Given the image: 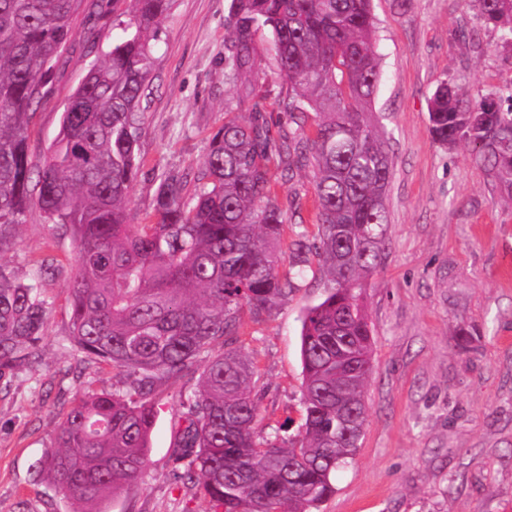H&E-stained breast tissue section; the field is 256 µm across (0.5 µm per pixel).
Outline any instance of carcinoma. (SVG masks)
<instances>
[{
	"mask_svg": "<svg viewBox=\"0 0 512 512\" xmlns=\"http://www.w3.org/2000/svg\"><path fill=\"white\" fill-rule=\"evenodd\" d=\"M85 0H0V252L32 208L75 244L68 342L82 356L132 377L127 394L84 389L53 446L35 466L73 512H106L111 496L143 474L157 410L155 388L200 373L182 402L171 449L183 478L212 512H311L335 492L366 420L371 329L360 291L381 264L393 175L389 148L371 119L380 77L372 0H230L227 78L258 76L265 34L287 92L275 99L293 128L273 134L251 82L211 136L196 182L169 174L158 185L155 222L135 223L131 190L152 41L171 0H92L84 24L97 42L118 34L69 97L60 129L34 159L30 128L53 91ZM483 21L512 37V0H472ZM248 105V118L238 108ZM435 141L463 142L512 200V88L474 101L441 82L429 100ZM313 169L312 239L291 244L294 264L324 262L326 297L302 316V435L285 446L256 433L255 364L235 347L245 315L256 319L288 297L280 274L287 211L272 166ZM59 271L48 255L27 279L0 264V376L28 368L48 318L40 283ZM219 350H214L215 345Z\"/></svg>",
	"mask_w": 512,
	"mask_h": 512,
	"instance_id": "1",
	"label": "carcinoma"
}]
</instances>
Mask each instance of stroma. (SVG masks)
Here are the masks:
<instances>
[{"instance_id": "obj_1", "label": "stroma", "mask_w": 512, "mask_h": 512, "mask_svg": "<svg viewBox=\"0 0 512 512\" xmlns=\"http://www.w3.org/2000/svg\"><path fill=\"white\" fill-rule=\"evenodd\" d=\"M227 5L172 0L159 24L138 143L145 166L131 193L139 222L152 220L165 175H194L236 97L225 77ZM373 13L381 79L372 117L393 177L385 254L362 292L373 333L367 421L353 461L335 474V495L316 512H512V201L466 144L440 146L428 122V100L441 81L456 82L469 100L512 86V45L469 0H373ZM85 39L77 31L36 115L33 154L55 139L70 94L96 60ZM313 184L309 169L279 181V203L298 204L289 238L315 231ZM48 254L60 270L42 282L49 315L39 360L0 380V512H71L52 484L36 478L35 465L80 391L130 389L128 377L65 343L70 238L35 209L0 261L27 277ZM326 287L321 261L309 256L287 299L245 328L240 347L258 365L265 435L300 416L301 319ZM197 387L192 376L157 388L144 473L107 501V512H209L170 459L181 397Z\"/></svg>"}]
</instances>
